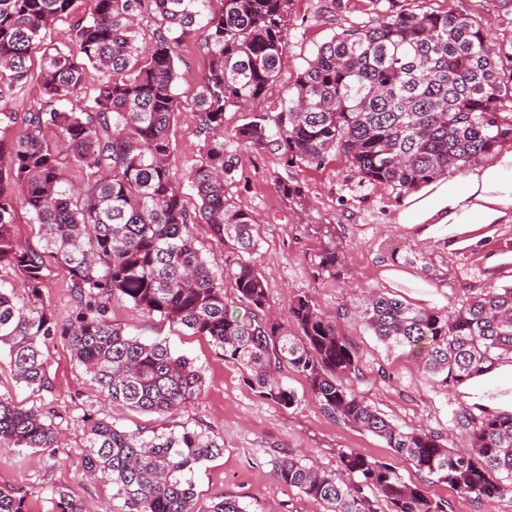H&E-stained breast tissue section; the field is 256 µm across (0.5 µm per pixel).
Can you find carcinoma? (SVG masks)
I'll list each match as a JSON object with an SVG mask.
<instances>
[{
  "mask_svg": "<svg viewBox=\"0 0 512 512\" xmlns=\"http://www.w3.org/2000/svg\"><path fill=\"white\" fill-rule=\"evenodd\" d=\"M69 29L66 48L45 43L74 0H0V99L31 75V53L42 52L38 75L44 100L25 128L0 140V347L14 376L41 392L54 387L44 348L61 338L89 380L114 404L172 415L201 397L204 378L189 358L161 342H144L112 322L121 300L148 315L206 336L224 360L243 372L264 398L289 409L294 389L280 373L302 376L326 412L380 437L420 472L474 502L512 493V410L476 403L464 416L467 448L440 436L389 422L354 388L356 351L307 294L287 317L268 307L264 279L248 259L257 248L259 220L230 203L237 182L235 155L226 148L224 112L251 110L276 80L292 0H89ZM376 18L322 44L298 74L288 100L252 113L232 141L278 153L285 166L320 165L334 152L361 180L400 195L462 172L512 142V43L494 44L490 22L406 0H369ZM160 18L140 40L144 9ZM206 34L208 70L197 94L202 144L187 180L198 198L184 204L170 175L171 127L181 46ZM82 170L69 185L66 171ZM288 201L303 202L301 186L275 177ZM25 207L38 225L41 248L20 244L15 213ZM238 253L214 273L190 226ZM479 289L454 313L377 294L360 311L363 325L388 352L417 359L444 385H460L512 365V267L507 250L490 252ZM342 255L329 240L318 266L340 275ZM54 265L70 274L71 311L60 319L42 290ZM230 284L233 299L225 296ZM238 305L237 312L233 305ZM69 412L25 409L0 398V448L35 449L54 460L58 422ZM86 471L112 483L118 510L106 512H248L223 496L196 508L193 474L222 453L205 430L146 435L126 431L91 408L82 409ZM328 473L285 453L276 479L327 507V512H447V505L407 483L391 464L357 452L340 455ZM52 512H81L53 488ZM0 512H29L26 493L0 487Z\"/></svg>",
  "mask_w": 512,
  "mask_h": 512,
  "instance_id": "obj_1",
  "label": "carcinoma"
}]
</instances>
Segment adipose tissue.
<instances>
[{"mask_svg":"<svg viewBox=\"0 0 512 512\" xmlns=\"http://www.w3.org/2000/svg\"><path fill=\"white\" fill-rule=\"evenodd\" d=\"M502 207H512V152L502 156L496 164L473 173L467 196H449L448 221L470 224L478 220L492 224Z\"/></svg>","mask_w":512,"mask_h":512,"instance_id":"1","label":"adipose tissue"}]
</instances>
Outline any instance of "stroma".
Masks as SVG:
<instances>
[{
    "instance_id": "1",
    "label": "stroma",
    "mask_w": 512,
    "mask_h": 512,
    "mask_svg": "<svg viewBox=\"0 0 512 512\" xmlns=\"http://www.w3.org/2000/svg\"><path fill=\"white\" fill-rule=\"evenodd\" d=\"M429 6L488 18L498 41H512V8L503 9L501 0H429ZM366 7L365 0H344L338 8L332 0H292L280 72L266 91L265 105L286 99L317 48L336 33L365 21ZM181 56L179 112L172 128L169 169L173 180L182 184L201 144L196 93L207 60L196 39L182 46ZM41 100L40 84L33 79L6 98L0 106L12 113L13 121L0 128V139L13 138ZM236 154L238 180L227 186L226 196L261 218L252 260L265 279L273 313L285 315L294 297L310 295L356 350L360 396L393 423L441 435L453 448L467 447L470 432L461 421L462 414L483 399L489 407L503 408V400L492 399L491 394L512 387V378L490 373L459 386H443L426 378L413 358L388 355L355 317L357 307L376 291L396 292L412 302L448 312L459 309L477 291V277L443 245L448 235L446 200L449 194L469 190L466 173L449 175L401 196L363 182L343 157L333 153L321 166L290 169L273 153L240 148ZM283 170L301 185L303 206L289 203L280 194L274 175ZM330 226L335 229L337 249L345 256V267L335 278L316 271ZM389 242L431 258L439 278L425 280L415 268L395 263L385 248ZM112 320L143 340L167 342L172 350L192 359L205 380L202 396L169 416L116 407L88 382L61 339L47 352L55 376L48 392L34 393L19 384L7 351L1 350L0 396L26 408L65 409L75 416L90 406L99 417L128 430L178 431L188 426L209 431L223 444L224 452L196 468L194 485L202 510L217 497L233 496L247 504L250 512H325L323 504L276 480L274 460L291 451L319 469L335 472L340 468V453L352 450L391 463L405 481L447 502L448 512H512L511 494L476 504L448 484L432 482L387 448L381 438L323 410L297 373H282L298 397L297 403L286 409L261 397L207 337L124 303L114 304ZM82 443V430L72 422L63 427L58 439L59 447L67 451L61 461L48 460L31 449L20 455L0 452V487L25 489L30 512H49L46 490L50 487L67 492L82 512H103L112 500V486L85 471Z\"/></svg>"
}]
</instances>
